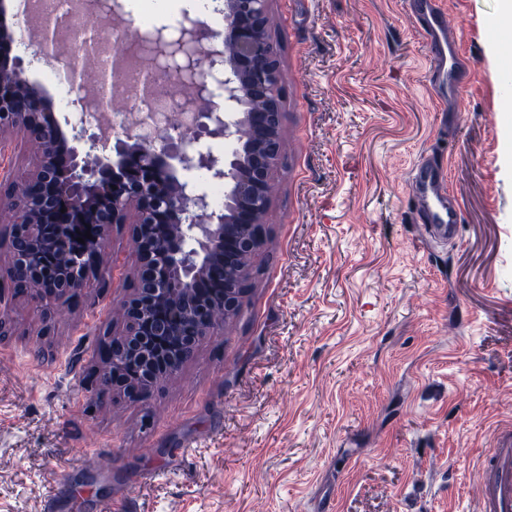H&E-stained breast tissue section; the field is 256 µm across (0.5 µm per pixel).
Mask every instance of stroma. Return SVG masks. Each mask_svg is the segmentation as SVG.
<instances>
[{
  "instance_id": "obj_1",
  "label": "stroma",
  "mask_w": 512,
  "mask_h": 512,
  "mask_svg": "<svg viewBox=\"0 0 512 512\" xmlns=\"http://www.w3.org/2000/svg\"><path fill=\"white\" fill-rule=\"evenodd\" d=\"M475 75L454 126L405 0H271L285 149L250 287L224 334L132 401L89 373L136 255L38 333L5 298L0 512H476L512 434V42L500 0H440ZM462 210L433 236L409 174ZM409 187V195L417 213L424 216V224H430V230L448 242H456L462 222L461 211L449 190L444 167L427 160L417 162Z\"/></svg>"
}]
</instances>
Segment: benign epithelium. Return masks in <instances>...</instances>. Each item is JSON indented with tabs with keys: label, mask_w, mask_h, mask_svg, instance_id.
<instances>
[{
	"label": "benign epithelium",
	"mask_w": 512,
	"mask_h": 512,
	"mask_svg": "<svg viewBox=\"0 0 512 512\" xmlns=\"http://www.w3.org/2000/svg\"><path fill=\"white\" fill-rule=\"evenodd\" d=\"M271 0H224V29L190 19L178 35L155 31L144 42L152 63L175 60L181 112L195 114L188 136L159 128L150 139L126 131L111 143L68 135L43 87L26 75L24 59L0 51V146L21 139L31 166L0 179V288L22 282L40 311L41 330L54 315L113 281L108 261L116 225L129 227L136 254L131 288L118 309L121 329L107 328L91 382L103 393L144 399L163 389L202 345L223 334L240 309L251 261L265 243V216L283 151L285 108L280 53L268 30ZM51 34L33 41L34 56L73 67L75 56L50 50ZM224 69L218 97L209 78ZM96 90L101 111L128 112ZM246 147L227 159L204 151L203 140ZM205 169L224 183V209L212 208L186 173ZM36 184L41 200L28 202ZM90 232L92 238L84 237ZM83 238L80 243L77 238ZM224 285L213 302L195 299L201 279Z\"/></svg>",
	"instance_id": "benign-epithelium-1"
}]
</instances>
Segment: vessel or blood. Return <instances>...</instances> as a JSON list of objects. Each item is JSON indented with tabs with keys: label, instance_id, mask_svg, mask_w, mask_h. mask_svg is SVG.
I'll use <instances>...</instances> for the list:
<instances>
[{
	"label": "vessel or blood",
	"instance_id": "b4317fda",
	"mask_svg": "<svg viewBox=\"0 0 512 512\" xmlns=\"http://www.w3.org/2000/svg\"><path fill=\"white\" fill-rule=\"evenodd\" d=\"M409 17L423 36L436 83L456 91L471 78L473 68L458 40L448 31V16L439 0H408ZM410 196L430 230L448 241L459 238L461 211L452 196L443 166L417 162L409 182ZM482 487L478 512H512V435L501 437L481 462Z\"/></svg>",
	"mask_w": 512,
	"mask_h": 512
}]
</instances>
